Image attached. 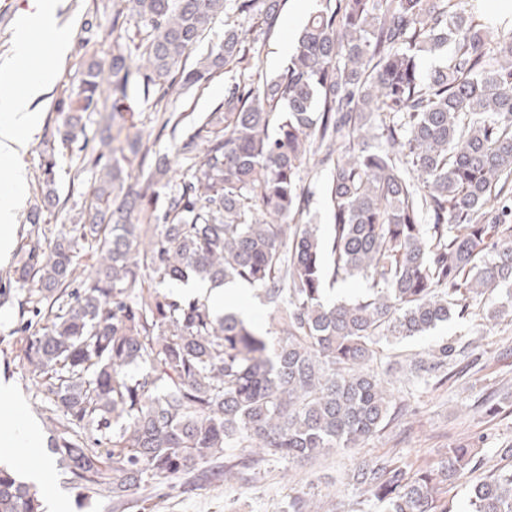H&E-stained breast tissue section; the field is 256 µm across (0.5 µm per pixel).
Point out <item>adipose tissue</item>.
I'll return each mask as SVG.
<instances>
[{
    "label": "adipose tissue",
    "mask_w": 512,
    "mask_h": 512,
    "mask_svg": "<svg viewBox=\"0 0 512 512\" xmlns=\"http://www.w3.org/2000/svg\"><path fill=\"white\" fill-rule=\"evenodd\" d=\"M60 6V0H29L21 16L15 41L31 66L26 82L19 85L11 78L16 58L0 59V159L12 161L11 180L0 191V259L11 252L26 183L22 158L39 131L38 103L55 84L69 49L67 31L58 17Z\"/></svg>",
    "instance_id": "adipose-tissue-1"
}]
</instances>
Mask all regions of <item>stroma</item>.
Here are the masks:
<instances>
[{"label": "stroma", "mask_w": 512, "mask_h": 512, "mask_svg": "<svg viewBox=\"0 0 512 512\" xmlns=\"http://www.w3.org/2000/svg\"><path fill=\"white\" fill-rule=\"evenodd\" d=\"M114 2L63 0L60 6L59 15L70 27L71 50L57 82L41 104V128L24 157L27 183L14 231L15 246H22L30 229L28 216L38 195L39 154L55 126L56 102L66 91L79 85L88 59L106 64L112 58L110 31ZM311 12V7L300 0H285L274 31L265 41L261 63L264 75L274 76L285 65L292 44ZM224 82V75L218 73L191 88H174L168 97L167 110L197 117L205 115L223 100ZM128 104L130 110L122 119L125 133H155V151L172 155V135L161 129L162 114L153 111L150 102L136 92ZM95 177V171L83 168L77 146L59 147L60 204L43 215L41 226L47 235L57 234L75 222ZM18 323L15 307H0V380L12 385L15 401L23 406L28 421L40 433L41 446L29 461L18 458L16 449L0 448V460L14 465L21 473L48 463L51 478L41 485L46 512H112L109 499L84 496L71 484L66 469L50 446L45 426L49 412L22 366L21 344L11 335ZM444 340L473 341L474 352L481 358L480 369L439 387L410 381L403 373H394L395 397L407 404L409 414L360 447L333 452L297 468L269 463L251 488L214 483L210 486V496L204 498L174 493L161 497L156 489L148 486L139 490V497L156 498L157 512H284L290 497L305 492L320 501L325 512H379V504L366 501L361 490L348 483V476L358 461L396 454L414 470L437 459L449 446L477 435L485 436L486 442L479 453L481 463L471 480L475 483L485 480L492 472L512 465V458L503 454L505 448L512 446V321L505 319L492 327L478 316L466 322H449L430 336L384 347L376 368L378 372H386L394 355L411 358ZM486 398L500 404V413L491 414L481 407V400Z\"/></svg>", "instance_id": "1"}]
</instances>
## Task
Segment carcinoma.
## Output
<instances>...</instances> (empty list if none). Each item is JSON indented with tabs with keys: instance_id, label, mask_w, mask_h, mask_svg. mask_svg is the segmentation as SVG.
<instances>
[{
	"instance_id": "cac0c4a2",
	"label": "carcinoma",
	"mask_w": 512,
	"mask_h": 512,
	"mask_svg": "<svg viewBox=\"0 0 512 512\" xmlns=\"http://www.w3.org/2000/svg\"><path fill=\"white\" fill-rule=\"evenodd\" d=\"M233 2L224 42L193 66L188 51ZM143 36L116 49L60 99L40 153V206L0 306L21 316L23 366L54 413L51 447L78 487L117 509L151 482L190 495L203 478L249 488L262 466L356 448L388 423L394 396L372 364L377 345L421 337L482 308L512 317V36L493 33L477 0H322L282 71L259 74L282 0H122ZM451 47L430 69L423 60ZM224 102L175 140L189 167L169 186L168 158L125 138L100 107L103 84L137 89L166 111L169 91L224 71ZM104 135L99 178L76 223L54 238L55 142L88 149L84 114ZM140 159L123 195L121 161ZM326 170L332 228L310 214L311 157ZM171 187L167 193L162 189ZM85 249L92 275H77ZM359 278L362 295L329 297ZM240 282L258 292L272 328L215 312L175 290ZM443 342L415 378L448 376ZM240 455L223 462L229 451ZM471 444L409 472L363 460L350 484L385 512H453L443 494L476 467ZM469 512H512V468L477 485ZM0 512H43V492L0 465Z\"/></svg>"
}]
</instances>
